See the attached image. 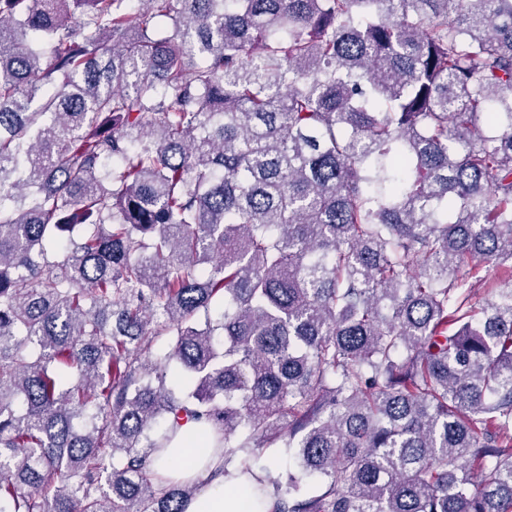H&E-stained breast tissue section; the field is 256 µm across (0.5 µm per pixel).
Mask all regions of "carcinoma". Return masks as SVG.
<instances>
[{
  "label": "carcinoma",
  "instance_id": "cac0c4a2",
  "mask_svg": "<svg viewBox=\"0 0 512 512\" xmlns=\"http://www.w3.org/2000/svg\"><path fill=\"white\" fill-rule=\"evenodd\" d=\"M190 421L255 512H512V0H0V512H185ZM205 429L200 423L189 422L182 427L183 437L179 443L168 448L165 455L154 463L155 470L164 478H195L210 461L211 448L205 447L200 433ZM173 462H179L178 469L172 468ZM265 463L271 468L273 474L279 475L281 479H285L288 470H293L295 467L294 457L287 448H271Z\"/></svg>",
  "mask_w": 512,
  "mask_h": 512
}]
</instances>
